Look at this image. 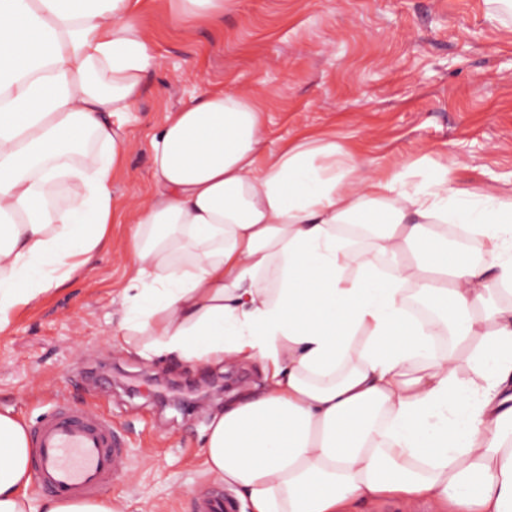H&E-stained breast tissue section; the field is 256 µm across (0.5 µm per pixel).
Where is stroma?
Wrapping results in <instances>:
<instances>
[{
	"mask_svg": "<svg viewBox=\"0 0 512 512\" xmlns=\"http://www.w3.org/2000/svg\"><path fill=\"white\" fill-rule=\"evenodd\" d=\"M159 58L127 127L113 185L121 214L151 188L149 139L165 113L206 89L251 88L268 104L264 145L335 134L375 166L413 181L447 169L455 186L512 199V16L491 0H235L222 24L144 0ZM427 165H420V158ZM129 225L83 273L0 330V410L35 426L58 403L99 407L121 433L126 469L105 488L120 512H200L217 482L201 473L207 428L223 401L161 406L149 376L177 387L261 382V366L208 365L126 353L122 316Z\"/></svg>",
	"mask_w": 512,
	"mask_h": 512,
	"instance_id": "35a3bbf8",
	"label": "stroma"
}]
</instances>
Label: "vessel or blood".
I'll return each mask as SVG.
<instances>
[{
  "instance_id": "1",
  "label": "vessel or blood",
  "mask_w": 512,
  "mask_h": 512,
  "mask_svg": "<svg viewBox=\"0 0 512 512\" xmlns=\"http://www.w3.org/2000/svg\"><path fill=\"white\" fill-rule=\"evenodd\" d=\"M32 468L40 486L60 498L87 497L121 472L125 450L97 408L59 406L35 428Z\"/></svg>"
}]
</instances>
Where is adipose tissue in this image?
<instances>
[{
  "label": "adipose tissue",
  "instance_id": "adipose-tissue-1",
  "mask_svg": "<svg viewBox=\"0 0 512 512\" xmlns=\"http://www.w3.org/2000/svg\"><path fill=\"white\" fill-rule=\"evenodd\" d=\"M142 6L0 0V330L117 220L125 127L158 64ZM265 113L256 91L206 90L153 132L124 349L261 361L260 390L225 404L203 452L250 512H512V303L495 301L512 287V199L439 168L409 183L326 136L262 150ZM448 222L471 227L480 260L449 253ZM348 224L374 225L366 247ZM32 454L0 411V512H33ZM360 512H436L434 504L406 500L374 501L360 506Z\"/></svg>",
  "mask_w": 512,
  "mask_h": 512
}]
</instances>
